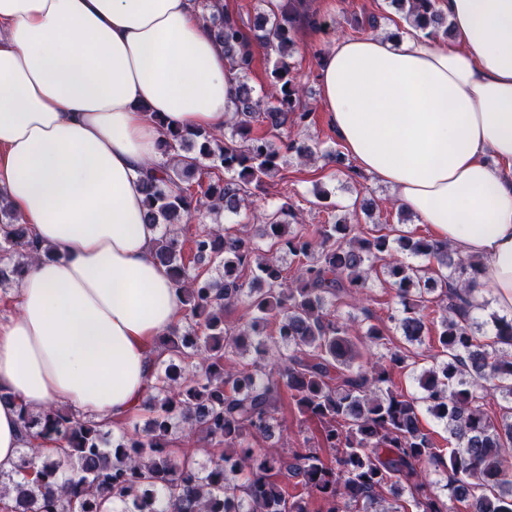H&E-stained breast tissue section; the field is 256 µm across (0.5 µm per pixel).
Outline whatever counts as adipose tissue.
<instances>
[{
    "label": "adipose tissue",
    "instance_id": "adipose-tissue-1",
    "mask_svg": "<svg viewBox=\"0 0 512 512\" xmlns=\"http://www.w3.org/2000/svg\"><path fill=\"white\" fill-rule=\"evenodd\" d=\"M454 43L413 28L337 37L321 103L348 154L436 240L485 262L512 314V0H442ZM239 73L192 0H0V195L41 245L0 319V471L21 407L120 421L141 408L155 339L183 316L156 260L143 169L162 128L223 131Z\"/></svg>",
    "mask_w": 512,
    "mask_h": 512
}]
</instances>
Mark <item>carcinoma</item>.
Masks as SVG:
<instances>
[{"label":"carcinoma","mask_w":512,"mask_h":512,"mask_svg":"<svg viewBox=\"0 0 512 512\" xmlns=\"http://www.w3.org/2000/svg\"><path fill=\"white\" fill-rule=\"evenodd\" d=\"M406 9L410 24L434 40L448 35L438 0H391ZM224 55L244 74L253 49L277 56L269 89L253 95L244 80L236 88L232 134L196 128H166L163 161L144 181L150 224L166 232L153 245L157 261L182 294L183 319L159 338L153 382L143 409L144 428L115 440L109 423L77 416L67 404L42 411L21 410L23 428L56 440L62 451L22 449L12 472H0V512H311L314 499L327 512H375L389 496L408 495L415 512H512V316H490L494 334L479 336L473 312L482 307L479 279L485 264L448 244L405 234H370L346 217L313 229L290 231L301 220L286 199L264 216L268 249L245 234L219 225L222 213H239L252 191L262 190L281 162L307 160L314 147L288 135L308 124L300 110L303 87L290 58L295 41L290 10L260 13L245 28L221 0H195ZM261 121L269 134L256 135ZM197 143L196 153L179 150ZM227 177L192 188L187 177L200 161ZM209 218L198 230L194 262L223 270L214 280L186 265L173 225ZM0 286L15 281L33 261L53 254L40 246L0 195ZM295 266L284 275L280 254ZM422 257L412 264L402 255ZM392 280L397 307L390 316L410 343L421 341L431 306L439 312L437 353L416 381L420 394L396 389L392 374L410 366V355L387 347L382 328L370 323L362 289L373 273ZM350 293L361 304L360 327L329 309ZM248 319L231 325L226 314L238 304ZM251 352L250 363L234 356ZM298 411L321 425L325 460L309 444L284 449L277 434L281 387ZM506 402L491 418L485 402ZM428 414L456 443L448 456L421 426ZM194 439L206 458L175 448V436ZM261 439L255 448L251 441ZM446 475L443 496L434 490ZM294 480L303 493L288 496L279 477Z\"/></svg>","instance_id":"obj_1"}]
</instances>
